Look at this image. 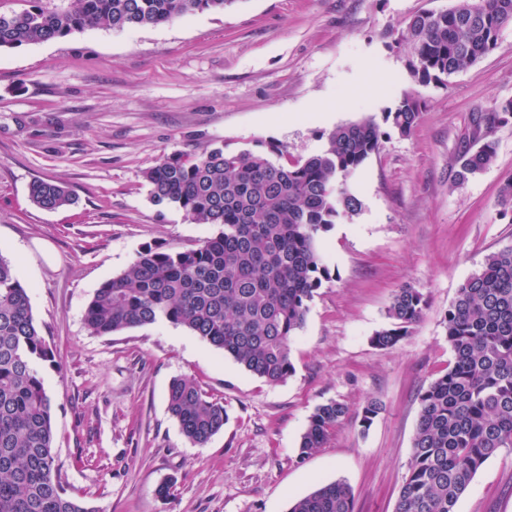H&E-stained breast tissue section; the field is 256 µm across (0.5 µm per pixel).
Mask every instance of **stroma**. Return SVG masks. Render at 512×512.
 Wrapping results in <instances>:
<instances>
[{"mask_svg":"<svg viewBox=\"0 0 512 512\" xmlns=\"http://www.w3.org/2000/svg\"><path fill=\"white\" fill-rule=\"evenodd\" d=\"M454 3L234 0L171 23L0 51V255L15 262L56 353L41 374L69 495L99 512H288L317 484L342 479L355 512H395L418 394L451 359L444 316L487 255L512 245V211L498 204L512 180V120L496 130L495 162L456 180L476 119L512 99V24L443 85L414 82L391 45L412 15ZM406 93L422 104L418 126L389 133L348 181L361 211L317 240L331 277L309 304L286 381L269 384L167 322L87 330L95 291L143 247H190L220 231L151 201L145 173L163 156L221 147L304 159L336 126L381 116ZM38 178L64 182L77 204L37 208L28 188ZM404 285L426 298L423 317L395 347L376 348ZM177 377L229 415L204 446L168 410ZM371 398L382 410L369 430L347 419L301 455L317 406L355 412ZM456 512H512V451L482 466Z\"/></svg>","mask_w":512,"mask_h":512,"instance_id":"stroma-1","label":"stroma"}]
</instances>
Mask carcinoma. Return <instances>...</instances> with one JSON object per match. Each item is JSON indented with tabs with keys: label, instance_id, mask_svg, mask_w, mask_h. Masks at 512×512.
I'll list each match as a JSON object with an SVG mask.
<instances>
[{
	"label": "carcinoma",
	"instance_id": "obj_1",
	"mask_svg": "<svg viewBox=\"0 0 512 512\" xmlns=\"http://www.w3.org/2000/svg\"><path fill=\"white\" fill-rule=\"evenodd\" d=\"M0 10V50L64 39L101 25L124 30L169 23L187 15L222 11L234 0H18ZM512 23V0H456L446 10L411 16L394 39L409 47L407 69L420 84H443L494 49ZM422 105L410 93L383 114L401 136L410 135ZM512 118V100L483 118L478 148L458 160L460 182L495 158L497 125ZM387 133L373 115L339 125L325 148L292 161L249 151L214 148L201 155L175 152L145 173L150 199L172 205L195 224L222 226L196 246L160 250L146 246L130 267L103 283L87 305L84 322L99 336L166 321L231 356L270 384L294 372L290 343L309 303L330 278L316 248L320 233L360 199L347 180ZM45 210L75 203L68 187L51 179L29 188ZM424 295L404 286L388 307L391 327L377 331L378 348L396 346L423 315ZM452 359L419 394V413L407 476L395 512H456L481 467L502 449L512 450V245L489 254L458 289L444 318ZM55 362L37 329L28 289L0 255V512H99L67 494L53 453V419L39 366ZM168 409L183 436L203 446L224 428V403L192 379L172 380ZM382 407L368 400L356 414L368 430ZM351 417L339 401L310 416L300 454L324 447ZM289 512H355L350 486L318 485Z\"/></svg>",
	"mask_w": 512,
	"mask_h": 512
}]
</instances>
